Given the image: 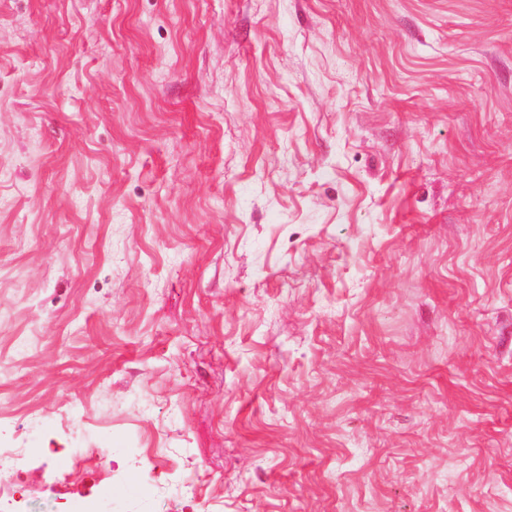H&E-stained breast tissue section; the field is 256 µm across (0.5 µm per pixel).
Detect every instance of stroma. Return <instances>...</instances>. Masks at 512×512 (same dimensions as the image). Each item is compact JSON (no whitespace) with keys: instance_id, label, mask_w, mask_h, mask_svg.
Segmentation results:
<instances>
[{"instance_id":"1","label":"stroma","mask_w":512,"mask_h":512,"mask_svg":"<svg viewBox=\"0 0 512 512\" xmlns=\"http://www.w3.org/2000/svg\"><path fill=\"white\" fill-rule=\"evenodd\" d=\"M0 512H512V0H0Z\"/></svg>"}]
</instances>
